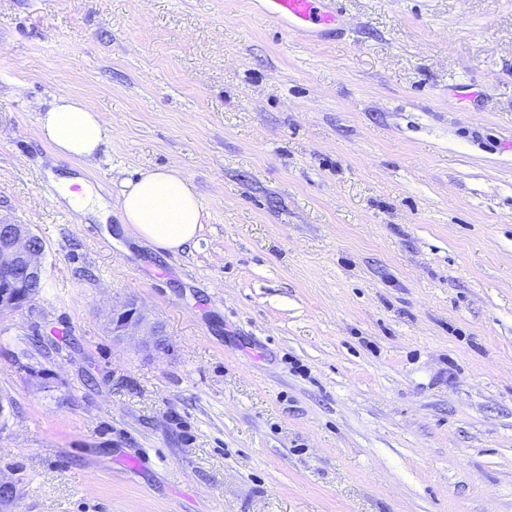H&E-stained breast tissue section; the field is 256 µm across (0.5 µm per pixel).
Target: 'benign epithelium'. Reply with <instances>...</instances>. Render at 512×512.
Returning <instances> with one entry per match:
<instances>
[{"mask_svg":"<svg viewBox=\"0 0 512 512\" xmlns=\"http://www.w3.org/2000/svg\"><path fill=\"white\" fill-rule=\"evenodd\" d=\"M44 251L30 225L0 220V313L19 310L36 298L28 283L45 279ZM111 325L115 338L141 336L147 346L164 345L158 323L132 302L112 309Z\"/></svg>","mask_w":512,"mask_h":512,"instance_id":"7a95c632","label":"benign epithelium"}]
</instances>
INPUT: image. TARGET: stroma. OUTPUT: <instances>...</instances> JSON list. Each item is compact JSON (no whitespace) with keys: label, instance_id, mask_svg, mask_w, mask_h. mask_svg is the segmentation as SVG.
Here are the masks:
<instances>
[{"label":"stroma","instance_id":"obj_1","mask_svg":"<svg viewBox=\"0 0 512 512\" xmlns=\"http://www.w3.org/2000/svg\"><path fill=\"white\" fill-rule=\"evenodd\" d=\"M338 6L313 38L257 0H0V220L46 269L0 314L10 512H512V0ZM60 92L108 124L90 161L38 136ZM151 167L208 215L183 252L120 223ZM125 302L162 348L113 339ZM74 184H79L81 186V190L71 191L70 187ZM61 185L64 188L65 195L75 205L77 212L81 213L82 215L98 212L88 207L94 203V200L82 181L69 180L63 182Z\"/></svg>","mask_w":512,"mask_h":512}]
</instances>
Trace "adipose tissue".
Masks as SVG:
<instances>
[{"instance_id":"ef3b65f1","label":"adipose tissue","mask_w":512,"mask_h":512,"mask_svg":"<svg viewBox=\"0 0 512 512\" xmlns=\"http://www.w3.org/2000/svg\"><path fill=\"white\" fill-rule=\"evenodd\" d=\"M39 135L56 155L90 160L105 142L107 126L83 99L61 94L41 115ZM120 212L141 239L172 253L194 243L206 219L191 181L171 168L145 169L125 183Z\"/></svg>"}]
</instances>
